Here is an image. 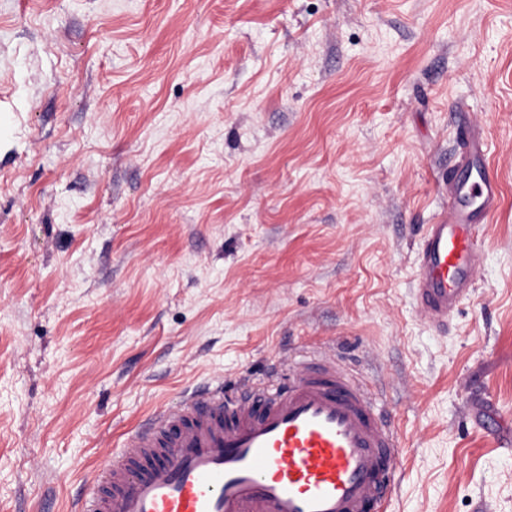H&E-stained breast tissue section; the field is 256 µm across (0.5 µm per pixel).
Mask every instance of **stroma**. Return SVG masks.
I'll list each match as a JSON object with an SVG mask.
<instances>
[{
    "label": "stroma",
    "mask_w": 512,
    "mask_h": 512,
    "mask_svg": "<svg viewBox=\"0 0 512 512\" xmlns=\"http://www.w3.org/2000/svg\"><path fill=\"white\" fill-rule=\"evenodd\" d=\"M466 121L502 199L438 327ZM321 354L403 440L386 512H512V0H0V512Z\"/></svg>",
    "instance_id": "35a3bbf8"
}]
</instances>
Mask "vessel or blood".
<instances>
[{
  "label": "vessel or blood",
  "instance_id": "1",
  "mask_svg": "<svg viewBox=\"0 0 512 512\" xmlns=\"http://www.w3.org/2000/svg\"><path fill=\"white\" fill-rule=\"evenodd\" d=\"M481 129L460 131L448 206L426 228L414 294L447 324L474 290L478 226L501 188ZM404 448L368 393L333 359L308 361L286 384L192 392L155 411L100 468L75 512H381Z\"/></svg>",
  "mask_w": 512,
  "mask_h": 512
}]
</instances>
